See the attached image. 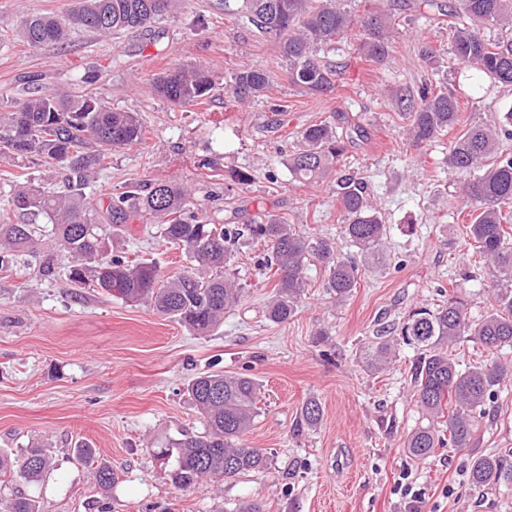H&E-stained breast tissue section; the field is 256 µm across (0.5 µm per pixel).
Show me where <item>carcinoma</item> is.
Segmentation results:
<instances>
[{"label": "carcinoma", "mask_w": 512, "mask_h": 512, "mask_svg": "<svg viewBox=\"0 0 512 512\" xmlns=\"http://www.w3.org/2000/svg\"><path fill=\"white\" fill-rule=\"evenodd\" d=\"M178 0H75L64 16L32 14L20 20L16 33L28 45L58 44L74 30L99 35L137 31L149 27L175 10ZM248 20L273 39L288 65L291 82L311 93L333 88V71L317 57L318 48L358 30L359 50L371 61L381 62L392 51L388 15L372 10L359 17L345 8L344 0H244ZM464 21L454 33L453 54L478 75L512 86V39L492 43L483 37L486 27L512 30V0H460ZM272 75L255 67L234 76L232 94L244 102L263 95ZM153 88L169 102L185 107L200 104L213 88L210 75L200 68H177L157 75ZM406 137L416 147L430 146L448 129L461 123L457 97L449 90L425 85L418 99L406 106ZM501 125H469L448 145V168L463 177L466 201L475 214L465 226L475 252L483 258L487 296L492 311L473 319L461 300L450 297L435 308L415 309L400 328L399 336L379 334L363 346L362 363L372 370L386 366L406 345L417 351L413 364L414 397L427 423L408 434L405 452L426 459L438 448L474 447L480 419L494 402L501 386L512 381V363L496 354L512 349V152L500 147ZM364 137L359 125L338 133L328 122L300 132V147L287 156L286 167L301 183L332 180L343 216L342 232L357 249L360 261L343 256L334 239L307 236L274 214L249 225V234L267 245L263 268L274 270L276 283L266 306V317L284 323L297 311L308 265L320 264L327 272V288L338 300L357 287L361 269L387 263L384 240L387 227L368 194L367 181L337 169L345 141ZM95 140L110 147L144 141V129L133 112L116 111L88 95L62 92L56 96L31 93L10 112L0 113V153L35 157L67 170L65 189L43 184L13 190L7 207L0 210V270L11 268L23 256L37 258L38 239L33 225L13 223L10 214L48 216L57 244L73 260L72 279L100 289L128 303L147 302L184 325L197 336H207L224 320L244 293L224 276L232 247L243 235L232 217L224 223L203 222L190 208L189 194L175 180L133 184L110 198L103 223H96L86 197L79 190L104 165L105 154L88 148ZM144 215L157 224L159 236L184 250L191 265L183 272L162 278L153 262L130 260L112 254V237L132 217ZM467 337L490 358L466 369L451 350ZM186 391L200 411L202 432L173 443L176 449L172 481L188 488L208 479L234 480L267 469L269 461L260 448L245 439L258 415L260 385L250 375L200 373ZM322 417L318 401L307 400L300 424L317 427ZM51 465L47 450L35 446L12 460L0 455V474L16 471L37 482ZM471 486L483 493L512 487V448L471 457Z\"/></svg>", "instance_id": "obj_1"}]
</instances>
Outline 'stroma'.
Returning a JSON list of instances; mask_svg holds the SVG:
<instances>
[{"mask_svg":"<svg viewBox=\"0 0 512 512\" xmlns=\"http://www.w3.org/2000/svg\"><path fill=\"white\" fill-rule=\"evenodd\" d=\"M70 0H0V111L29 93L89 94L112 109L137 113L143 143L106 151L103 169L84 187L94 213L130 183L173 179L191 191L203 221H223L228 205L239 223L261 213L283 216L300 231L336 237L341 253L354 249L341 235L342 214L329 182L294 181L283 164L310 124L348 115L365 131L347 143L340 169L365 178L389 228L384 267L365 272L345 301L325 287L321 266H309L295 316L282 324L265 317L274 282L259 269L263 241L243 236L227 272L241 283L239 305L207 336H196L146 303H128L69 277L72 259L36 217L42 252L54 277L37 266L0 271V453L19 457L46 448L51 468L40 481L0 477V512L17 497L42 512H231L258 499L266 512H512V490L482 494L468 483L472 453L512 448V383L488 407L472 450L437 449L424 461L404 451L422 421L413 397L416 355L401 347L383 371L361 362L377 329L396 325L412 309L463 299L473 316L486 314L485 278L457 214L460 181L446 162L447 131L419 149L402 135L401 102L417 95L430 73L419 50L439 53L440 76L456 95L463 122H492L512 108V87L478 78L450 51L448 19L423 0H353L391 13L394 51L381 63L356 48L354 36L321 48L319 58L339 76L331 91L313 94L291 83L277 44L247 23L242 0H182L177 13L150 29L102 37L73 32L61 45L31 47L16 36L20 16L61 15ZM187 66L207 69L214 88L202 104L179 108L157 95L151 80ZM267 68L266 96L236 102L234 73ZM92 82H83L84 72ZM210 169H203V162ZM252 176L231 182L232 171ZM63 169L0 154V209L14 186H62ZM115 254L155 262L161 276L187 260L142 217L112 243ZM247 374L261 386L259 414L248 443L270 459L266 470L227 483L210 480L180 489L158 448L201 432L200 414L184 390L201 372ZM322 406L313 429L300 425L308 399ZM90 448L91 463L76 451ZM120 480L98 487V470Z\"/></svg>","mask_w":512,"mask_h":512,"instance_id":"stroma-1","label":"stroma"}]
</instances>
